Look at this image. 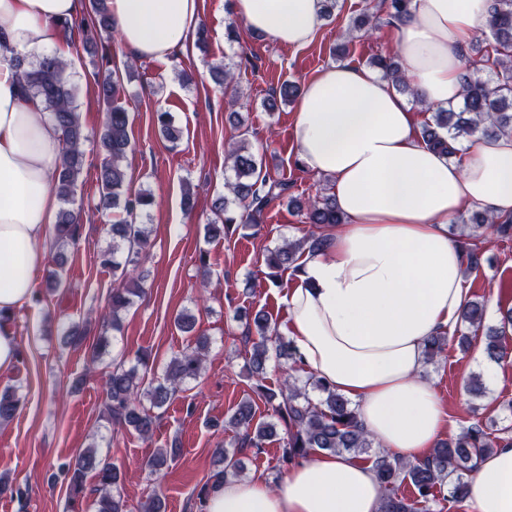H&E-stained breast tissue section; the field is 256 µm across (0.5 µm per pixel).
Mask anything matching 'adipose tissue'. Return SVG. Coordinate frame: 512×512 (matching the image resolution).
<instances>
[{"label": "adipose tissue", "instance_id": "ef3b65f1", "mask_svg": "<svg viewBox=\"0 0 512 512\" xmlns=\"http://www.w3.org/2000/svg\"><path fill=\"white\" fill-rule=\"evenodd\" d=\"M132 57L192 51L201 0H108ZM487 0H412L394 25V50L414 97L373 71L326 66L307 81L294 112L297 155L331 180L344 216L322 250L304 251L281 302L285 337L302 366L356 405L376 446L412 464L447 430L424 373L428 337L455 330L466 301L462 251L448 222L464 207L512 215V134L478 136L450 159L429 148L413 101L439 106L462 90L464 46L484 26ZM236 18L279 45L300 48L324 24L323 0H233ZM81 0H0V373L19 343L12 320L35 292L44 241L59 212L61 132L41 102L22 96L16 60L59 54ZM473 512H512V445L481 457L467 479ZM371 463L310 455L277 486L228 479L205 512H379Z\"/></svg>", "mask_w": 512, "mask_h": 512}]
</instances>
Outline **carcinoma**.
Returning <instances> with one entry per match:
<instances>
[{"label":"carcinoma","instance_id":"1","mask_svg":"<svg viewBox=\"0 0 512 512\" xmlns=\"http://www.w3.org/2000/svg\"><path fill=\"white\" fill-rule=\"evenodd\" d=\"M409 2L383 0L389 22L405 14ZM78 28L87 43L104 32L113 31L107 0H90ZM487 28L490 39L485 48L476 50L474 54L464 52L465 72L460 102L446 107H425V110L433 112L434 124L423 128L424 142L442 155L456 154L454 144L477 134L512 133V0H492ZM371 65L380 69L396 89L409 91L405 75L395 60L377 56ZM18 66L21 67L20 80L25 93L40 99L43 111L62 131V162L56 193L64 207L58 214L54 240L58 246L65 247L77 242L83 223L82 211L70 207V203L83 168V146L87 135L77 112L75 89L66 76L64 61L57 56H46L29 62L20 59ZM121 90L120 81L112 76L98 82L99 94L109 106L99 136L104 161L100 170L98 209L106 211L121 205L125 212L123 219L109 225L112 249L100 254V264L112 268L113 277L119 280L108 299L114 331L121 328L120 314L127 311L133 304V298L143 292L132 272L137 270L141 256L149 246V234L144 225L136 223V218L138 212L154 204V196L148 192L126 195L123 191L126 174L122 162L131 148V141L128 112L119 103ZM156 122L167 140L178 138V130L173 126L169 113H156ZM228 157L235 173L231 191L242 211L235 213L226 197L217 200L214 206L216 220L206 225L207 236L212 239L223 237L225 230L238 222L244 227L261 223L265 210L273 202L284 200L288 191L287 183L262 174V161L253 154L246 141L241 140L230 148ZM288 205L302 212L312 229L302 239L288 241L270 251L266 265L271 270L280 271L294 265L298 253L305 247L311 251L322 248L324 237L321 231L331 224L344 222L334 196L323 189L304 202L290 200ZM462 223L468 269L480 264L478 243L492 236H512V219L499 221L487 210L474 212L471 217L462 219ZM484 316V304L472 300L464 306L461 319L478 330L483 327ZM246 319L247 327L254 328L256 334L246 369L256 380L257 389L272 406L275 416L284 424L281 463L287 465L297 458L319 452L362 457L373 463L382 489L380 512H431V506L439 501L441 487L452 475L455 480L448 489L451 499L460 502L467 497V482L463 475L473 470L478 457L493 452L499 446L497 439L480 424L474 423L458 435L440 441L431 458L423 464L403 462L375 448L374 441L360 423L356 405L331 390L323 380L315 376L305 380L290 377L276 390L267 387L265 374L270 350H275L277 357L294 367L299 366L297 355L289 341L270 336L271 317L266 311L259 309L246 315ZM508 324L512 325V308L503 316L502 326L488 329L484 336L486 354L495 362L505 356L502 337ZM447 344L446 336L430 337L425 345L426 359L434 360L444 352ZM208 346V339L199 337L194 348L170 360L162 380L155 384H145L137 370L125 368L123 361L114 363L104 383L107 398L104 416L113 425L131 429L143 439L150 438L155 424L152 409L166 405L180 391L183 383L200 376ZM311 391L322 395L320 402L312 401L309 397ZM17 408L15 391L6 389L0 392V422L9 421ZM224 425L242 433L243 439L258 449L278 435L276 424L256 420L249 398L236 405ZM179 453L180 449L175 445L159 448L147 461V466L159 471ZM217 463L218 468L212 475L213 487L229 476H239L243 469L237 453L227 448L218 451ZM89 473L97 479L99 487V497L94 502L95 512H165V503L159 494L149 497L137 507L129 504L122 493L123 472L109 459L100 457L94 443L84 449L76 460L69 480L71 499L84 496V478ZM404 482L411 488L409 497L399 493Z\"/></svg>","mask_w":512,"mask_h":512}]
</instances>
